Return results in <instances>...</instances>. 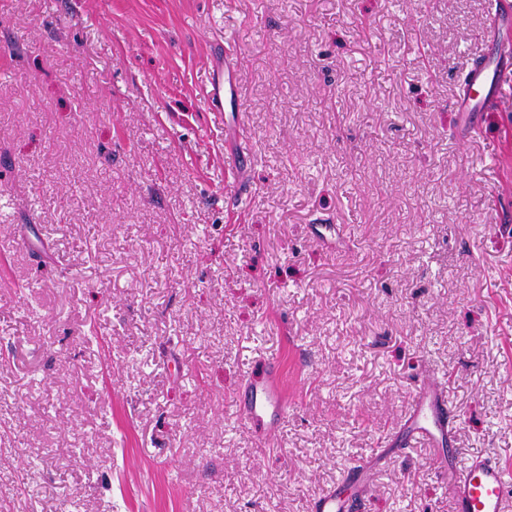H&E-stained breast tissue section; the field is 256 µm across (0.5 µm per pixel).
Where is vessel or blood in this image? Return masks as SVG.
<instances>
[{
    "label": "vessel or blood",
    "mask_w": 512,
    "mask_h": 512,
    "mask_svg": "<svg viewBox=\"0 0 512 512\" xmlns=\"http://www.w3.org/2000/svg\"><path fill=\"white\" fill-rule=\"evenodd\" d=\"M235 57L223 44H215L210 78L204 98L211 111L238 106L239 94L233 80ZM496 63L471 67L465 77L462 102L469 111L492 106L496 97L492 87ZM237 417L262 438L272 437L292 410L283 382V363L279 356L260 357L247 372L237 404ZM454 425L448 410L443 378L424 372L412 403L400 426L403 446L424 442L433 448L444 447ZM441 475L448 483L454 512H512V467L484 455L459 457L449 453L440 461ZM372 475L367 465L350 468L344 475L348 490H330L313 505L314 512H351V494L365 487Z\"/></svg>",
    "instance_id": "1"
}]
</instances>
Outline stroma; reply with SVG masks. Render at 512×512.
<instances>
[{
  "mask_svg": "<svg viewBox=\"0 0 512 512\" xmlns=\"http://www.w3.org/2000/svg\"><path fill=\"white\" fill-rule=\"evenodd\" d=\"M493 3L0 0V512H312L375 458L362 512H453L436 450L381 453L427 369L512 466V62L457 106ZM264 354L295 407L261 441ZM235 56L224 52L223 44L213 48L210 78L204 90L205 102L212 112L222 116L224 104L229 103L239 112V94L233 80ZM236 407L240 423L259 437L270 438L278 431L292 411L279 356L266 355L254 363L244 377Z\"/></svg>",
  "mask_w": 512,
  "mask_h": 512,
  "instance_id": "35a3bbf8",
  "label": "stroma"
}]
</instances>
